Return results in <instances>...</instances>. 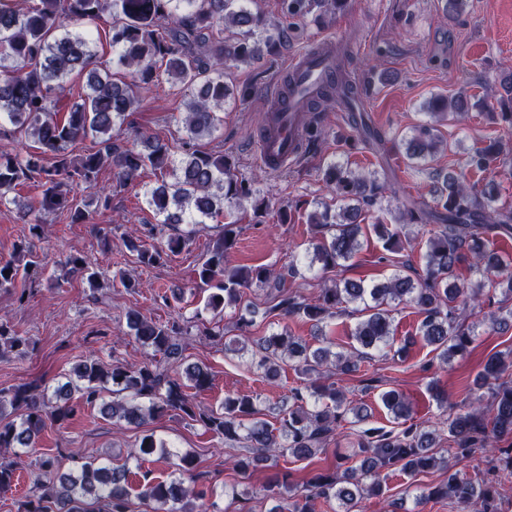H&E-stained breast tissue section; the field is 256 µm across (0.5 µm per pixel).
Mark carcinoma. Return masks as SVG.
<instances>
[{"instance_id":"1","label":"carcinoma","mask_w":512,"mask_h":512,"mask_svg":"<svg viewBox=\"0 0 512 512\" xmlns=\"http://www.w3.org/2000/svg\"><path fill=\"white\" fill-rule=\"evenodd\" d=\"M251 0H11L0 2V140L25 134L35 151L25 154L0 148V205L13 203L19 217L29 225L31 240L16 246L17 260L0 261V290H9L18 278L35 279L40 265L33 253L32 239L44 232L48 214L70 224H86L90 207L97 200L106 207L109 198H82L74 189H93L106 167L121 185L137 178L145 169L157 171L161 183L147 190L148 205L158 216V224L144 228L143 236L127 241V249L141 266L164 263L182 252L190 238L178 232L181 224H205L224 216V209L239 207L252 197L248 180L235 173V161L222 151L208 150L203 141L212 138L221 123L218 112L234 89L224 82V64L250 63L280 51L288 39L283 30L265 35L262 14L248 7ZM348 0H281L284 19L322 17L344 10ZM104 22V36L115 54L113 68L97 66L95 41L87 25ZM237 29L231 38L224 30ZM86 75V88L73 90L70 77ZM186 98L182 158L174 162L171 148L160 139L146 137L143 149L127 148L113 135L141 94L161 77ZM340 97L349 105V123L367 138H374L363 115L356 112L361 89L356 81L338 72L317 93L310 111L319 103ZM429 116L441 120L463 117L477 109L504 130L512 131V112L488 104L460 91L448 98H434ZM91 137L97 149L75 153L72 146ZM442 141L432 123L414 129L404 140L406 159L412 164L426 163L438 152ZM504 163L503 142L499 138L483 142L468 153L463 168L439 175L435 207L412 202L403 205L395 227L378 222L383 248L401 249V237L410 224H435L422 255V273L397 269L382 284L339 280L321 289L312 302L283 297L265 310V316L287 318L303 315L313 322L321 338L324 324L338 313L359 315L351 333L356 345L348 353L334 352L328 346L315 349L292 336L288 329L273 331L254 340L259 365L267 381L280 376L281 364L297 363L304 375L315 379L296 388L289 399L272 407L279 417L274 427L257 418L259 410L249 396H228L224 410L197 403L187 390L205 391L212 385L211 372L204 365L183 363L182 353L189 345V330L156 324L140 312L127 314L129 328L143 345L163 354L170 367L182 370L173 378L168 370L145 364L134 370L123 365H104L90 360L78 364L69 381L47 394L36 386L21 384L0 390V415L19 412L20 422L0 420V452L32 448L47 422L64 425L74 413L72 399L88 405L99 404L105 417L141 424L147 419L175 412L199 424L226 442L244 447L232 458L233 468L245 474L277 465L289 454L304 458L325 447L338 435L348 417L362 422L367 409L352 404L329 381L325 371L338 376L355 370L371 352H382L394 344L393 310L400 304L413 306L423 316L419 334L423 341L448 361L464 353L471 344L474 329L465 324L466 308L478 301L477 295H464L459 282V265L472 259L470 268L485 276L501 278L503 298H512V262L488 250L482 234L488 229L512 232V208L499 203L497 184L469 182L467 172H484L495 163ZM36 179L42 192L35 201H24L8 194L26 181ZM323 181L336 199L344 202L339 212L325 203L309 215L315 242L308 266L319 264L333 271L352 260L363 248L365 227L359 221L362 207L381 202L384 184L376 173H357L343 163L326 166ZM172 233L163 246L150 242L158 227ZM239 233L229 222L221 225L211 249L203 255L196 278L214 289L205 310L220 315L224 309L242 301L244 289L254 284H279L285 275H295L263 266H232L227 255ZM65 275L94 284L98 272L88 256L72 254L65 262ZM30 353V342L5 322H0V356L23 358ZM505 361L493 355L484 366L483 378L493 381L490 403L475 406L465 413L448 414L444 420L454 461L472 459L477 452L498 451L496 465L475 480L464 479L452 471L453 464L439 454V436L425 427L409 426L402 431L368 428L358 434L359 467L338 462L329 473L312 476L305 485L284 496L288 473L264 488V497L277 502L268 512H313L316 498L337 499L351 512L364 499L384 494L381 472L393 465L415 474L435 467L448 470L445 483L426 487L419 499L448 500L456 505H480V512H498L497 473L512 475V448L495 449L498 440L512 438V379H502ZM113 386L112 401L101 394ZM148 400V405L137 403ZM381 402L396 420L409 416V403L395 390L381 394ZM143 452L159 451L171 459L172 478L156 481L143 476L139 497L156 504L155 512H194L190 498L206 491L188 486L195 482L196 457L190 452L168 449L163 441L150 439L141 444ZM42 493L25 503L24 512H130L132 482L124 465L103 464L89 458L74 472L41 485Z\"/></svg>"}]
</instances>
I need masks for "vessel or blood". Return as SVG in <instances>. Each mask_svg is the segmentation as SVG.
<instances>
[{
  "label": "vessel or blood",
  "instance_id": "obj_1",
  "mask_svg": "<svg viewBox=\"0 0 512 512\" xmlns=\"http://www.w3.org/2000/svg\"><path fill=\"white\" fill-rule=\"evenodd\" d=\"M336 41L318 39L314 45L291 57L286 72L292 88L276 86L264 122L256 140L260 162L277 170L294 160L305 143L304 114L311 99L336 69Z\"/></svg>",
  "mask_w": 512,
  "mask_h": 512
}]
</instances>
